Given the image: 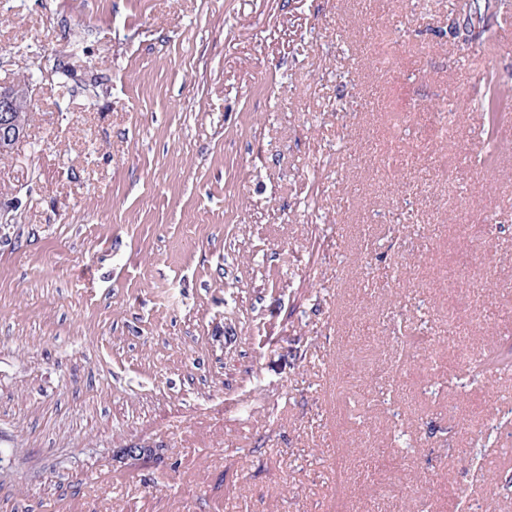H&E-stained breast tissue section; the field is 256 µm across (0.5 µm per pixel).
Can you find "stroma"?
<instances>
[{
  "instance_id": "obj_1",
  "label": "stroma",
  "mask_w": 512,
  "mask_h": 512,
  "mask_svg": "<svg viewBox=\"0 0 512 512\" xmlns=\"http://www.w3.org/2000/svg\"><path fill=\"white\" fill-rule=\"evenodd\" d=\"M464 2L0 0L34 104L0 160V512H512L474 476L512 475V374L471 368L512 349L480 108L512 5L463 43Z\"/></svg>"
}]
</instances>
